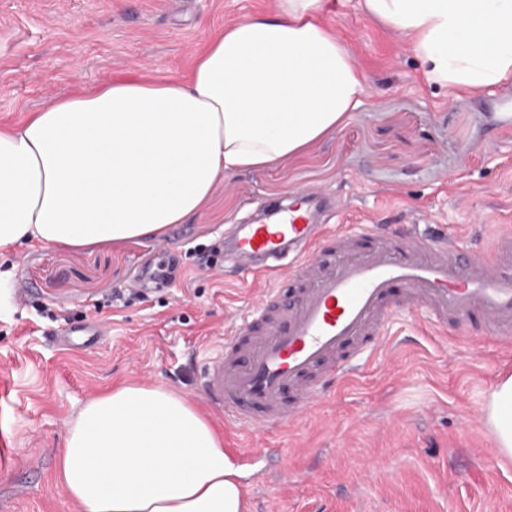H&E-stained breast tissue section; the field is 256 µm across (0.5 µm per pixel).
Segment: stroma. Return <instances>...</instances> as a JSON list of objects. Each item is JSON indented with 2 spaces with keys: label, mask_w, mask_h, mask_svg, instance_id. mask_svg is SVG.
Returning a JSON list of instances; mask_svg holds the SVG:
<instances>
[{
  "label": "stroma",
  "mask_w": 512,
  "mask_h": 512,
  "mask_svg": "<svg viewBox=\"0 0 512 512\" xmlns=\"http://www.w3.org/2000/svg\"><path fill=\"white\" fill-rule=\"evenodd\" d=\"M275 0H0V123L24 120L77 89L119 76L182 79L224 27L268 15ZM370 93L306 151L271 167L226 172L209 203L159 238L80 248L22 245L0 254V512H84L58 483L81 407L119 383L162 386L204 408L198 369L212 338L240 324L264 279L227 258L207 268L234 225L308 189L336 221L444 224L464 254L485 258L512 225V82L480 94L429 84L407 38L361 0H322ZM155 277L140 301H105ZM30 294L15 301L13 289ZM100 314L95 347L69 350L44 308ZM393 349L280 429L263 434L211 416L239 457L247 512H512V460L484 425L487 395L512 374V344L473 321L434 326L407 308Z\"/></svg>",
  "instance_id": "35a3bbf8"
}]
</instances>
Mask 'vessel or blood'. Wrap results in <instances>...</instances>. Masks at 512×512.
<instances>
[{"label": "vessel or blood", "instance_id": "vessel-or-blood-1", "mask_svg": "<svg viewBox=\"0 0 512 512\" xmlns=\"http://www.w3.org/2000/svg\"><path fill=\"white\" fill-rule=\"evenodd\" d=\"M329 200L301 191L288 207L235 225L229 256L271 275L249 317L219 334L198 385L218 412L249 431L281 427L311 409L330 384L382 356L388 326L403 306L434 322L479 320L512 340V226H497L485 262L469 260L447 232L379 238L327 223ZM294 283L291 294L278 284ZM95 317L63 331L70 349L101 336Z\"/></svg>", "mask_w": 512, "mask_h": 512}]
</instances>
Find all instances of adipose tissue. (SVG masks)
Wrapping results in <instances>:
<instances>
[{
  "instance_id": "adipose-tissue-1",
  "label": "adipose tissue",
  "mask_w": 512,
  "mask_h": 512,
  "mask_svg": "<svg viewBox=\"0 0 512 512\" xmlns=\"http://www.w3.org/2000/svg\"><path fill=\"white\" fill-rule=\"evenodd\" d=\"M319 0L220 31L189 77L80 89L0 126V252L155 237L199 213L230 169L280 163L338 128L369 92ZM406 35L430 83L478 93L512 80V0H364ZM484 421L512 456V375ZM57 479L85 512H246L240 466L183 397L122 383L87 402Z\"/></svg>"
}]
</instances>
